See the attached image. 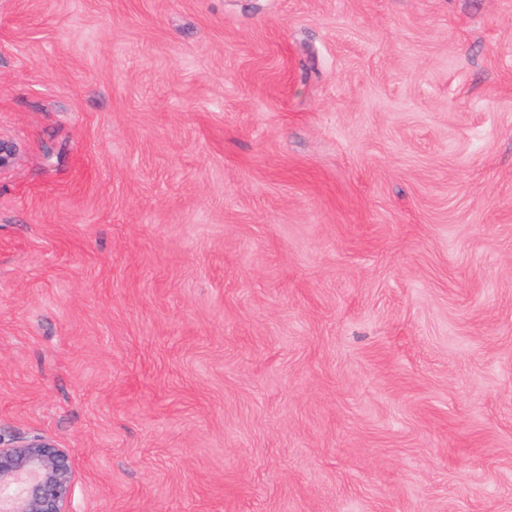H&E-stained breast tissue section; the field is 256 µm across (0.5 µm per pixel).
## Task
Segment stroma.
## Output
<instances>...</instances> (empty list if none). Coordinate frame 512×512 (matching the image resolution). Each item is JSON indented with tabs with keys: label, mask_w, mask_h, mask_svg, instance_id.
Masks as SVG:
<instances>
[{
	"label": "stroma",
	"mask_w": 512,
	"mask_h": 512,
	"mask_svg": "<svg viewBox=\"0 0 512 512\" xmlns=\"http://www.w3.org/2000/svg\"><path fill=\"white\" fill-rule=\"evenodd\" d=\"M0 138L72 512H512V0H0Z\"/></svg>",
	"instance_id": "stroma-1"
}]
</instances>
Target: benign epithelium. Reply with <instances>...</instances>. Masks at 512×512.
<instances>
[{"mask_svg":"<svg viewBox=\"0 0 512 512\" xmlns=\"http://www.w3.org/2000/svg\"><path fill=\"white\" fill-rule=\"evenodd\" d=\"M70 453L39 435L0 438V512H70Z\"/></svg>","mask_w":512,"mask_h":512,"instance_id":"obj_1","label":"benign epithelium"}]
</instances>
